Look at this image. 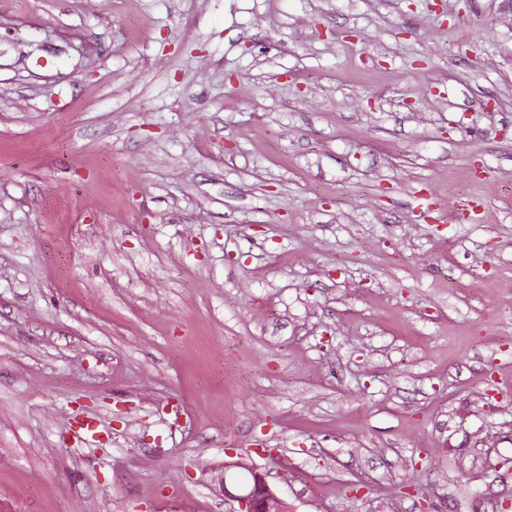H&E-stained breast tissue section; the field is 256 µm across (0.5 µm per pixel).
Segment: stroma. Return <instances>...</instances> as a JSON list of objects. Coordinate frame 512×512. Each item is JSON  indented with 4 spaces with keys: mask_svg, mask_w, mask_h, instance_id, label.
<instances>
[{
    "mask_svg": "<svg viewBox=\"0 0 512 512\" xmlns=\"http://www.w3.org/2000/svg\"><path fill=\"white\" fill-rule=\"evenodd\" d=\"M0 170V512L512 500V0H0ZM243 466L252 473L253 479L248 486L235 487L236 492L227 488L223 481L224 500L230 505L229 512H288V504L278 495L269 482V473L251 465Z\"/></svg>",
    "mask_w": 512,
    "mask_h": 512,
    "instance_id": "stroma-1",
    "label": "stroma"
}]
</instances>
